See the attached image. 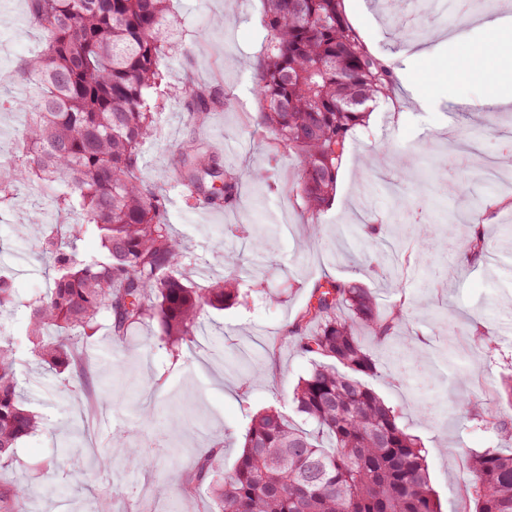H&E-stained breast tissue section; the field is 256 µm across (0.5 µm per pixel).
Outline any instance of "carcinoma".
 <instances>
[{"label":"carcinoma","instance_id":"obj_1","mask_svg":"<svg viewBox=\"0 0 512 512\" xmlns=\"http://www.w3.org/2000/svg\"><path fill=\"white\" fill-rule=\"evenodd\" d=\"M27 2L28 20L41 29L44 44L21 67L33 106L16 130V152L0 154V212L19 186L33 184L61 218L93 225L104 253L80 257L78 236L46 232V212H34L30 224L53 276L48 292L30 303L33 356L51 371L70 368L75 345L95 336L103 320L117 342L155 322L165 342L189 345L208 309H224L237 289L231 278L208 288L184 282L180 269L193 256L172 236L161 199L138 176L141 146L156 124L150 101L171 46L164 30L168 0ZM263 2L257 132L299 157L293 191L305 222L316 227L336 196L349 142L365 126L366 109L347 100L388 99L395 78L362 43L343 0H302L299 10L293 0ZM189 99L191 120L202 122L213 95L194 90ZM173 154L188 199L220 209L236 198L238 177L218 155L195 143ZM406 219L398 211L396 231L428 239L425 227ZM351 318L382 344L403 310L382 313L374 292L353 282L318 284L287 330L313 356L291 398L313 431L293 427L276 408L258 413L233 470L217 477L211 456H201L181 493L212 483L218 512H442L419 439L361 380L376 363ZM16 365L12 349L0 343V462L16 460L18 443L39 427L21 397ZM472 418L512 438V423L499 409L477 410ZM114 448L129 457L148 452L119 434L106 457ZM467 470L474 512H512V453L473 454ZM22 498L17 488L0 493V512H18Z\"/></svg>","mask_w":512,"mask_h":512}]
</instances>
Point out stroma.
Wrapping results in <instances>:
<instances>
[{
	"label": "stroma",
	"mask_w": 512,
	"mask_h": 512,
	"mask_svg": "<svg viewBox=\"0 0 512 512\" xmlns=\"http://www.w3.org/2000/svg\"><path fill=\"white\" fill-rule=\"evenodd\" d=\"M346 16L366 47L397 78L392 99L373 106L365 128L350 143L339 173L336 198L322 217L321 234L311 238L301 201L291 186L298 160L274 149L256 132L255 79L262 55V0H170L172 48L163 60L161 108L154 135L142 147L139 175L165 200L172 235L194 256L183 274L192 286L205 288L227 276L224 248L244 250V269L236 273L239 297L224 309L209 310L200 334L209 338L208 353L174 349L159 339L158 328L141 326L125 342H115L101 326L88 344L86 376L44 371L31 359L26 336L31 298L44 294L49 268L38 258L39 242L26 222L41 201L36 188L18 191L13 207L0 219V266L11 272L16 289L13 307L0 312V331L11 340L22 364L18 379L27 406L41 418L26 438L19 460L0 471V483L18 486L31 512H68L85 500L107 504L111 512H139L140 499L129 489L136 459L101 456L113 434L136 444L151 429L163 430L171 455L146 463L151 473L178 481L194 459L216 451L215 469L230 471L241 453L244 433L259 410L277 407L294 414L288 394L307 373L310 362L285 339V331L308 303L315 286L327 280L356 282L376 292L382 311L403 304L405 320L395 346L410 344L428 370L410 384L363 325L355 330L377 354L376 371L367 382L399 415V422L420 439L442 512H471L472 495L465 468L466 452L512 451V440H498L476 425L470 412L499 405L503 377L512 374V185L500 189L481 208L471 203L480 183H461L449 194L448 212L438 215L435 186L418 193L404 185L402 202L428 225L430 236L450 232L451 253L422 250L407 241L408 264L394 282L379 281L360 258L340 251L343 225L366 219L383 224L393 199L375 188L379 173L364 165L369 155L448 157L460 149L476 167L512 152L511 112H460L456 103L477 98L482 74L450 52L446 40L471 21L502 17L503 5L475 7L455 23H437L428 0H412L406 28L426 25L430 34L420 48L434 53V66L447 75L429 85L425 66L407 59L403 30L391 25L382 0H343ZM26 0H0V99L27 110V86L18 73L22 61L41 48L40 32L25 21ZM203 89L218 101L204 123L191 121L186 92ZM194 141L223 158L239 179L237 201L229 209L187 206L175 180L172 150ZM268 170L266 183L255 184V171ZM230 224L266 228L261 249L227 232ZM480 227L484 247L471 257L473 227ZM447 270L436 287L420 285V270ZM481 362L478 373L456 378L448 369L449 353ZM466 397L471 408H459Z\"/></svg>",
	"instance_id": "obj_1"
}]
</instances>
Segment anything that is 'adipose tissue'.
Masks as SVG:
<instances>
[{
  "label": "adipose tissue",
  "instance_id": "adipose-tissue-1",
  "mask_svg": "<svg viewBox=\"0 0 512 512\" xmlns=\"http://www.w3.org/2000/svg\"><path fill=\"white\" fill-rule=\"evenodd\" d=\"M495 33V57L498 67L488 70L480 34ZM451 47L462 49L469 64L489 74L490 91L472 101L471 106L478 112H495L512 105V84L504 85L500 65L512 67V16L507 15L491 22H476L468 29L456 32L449 41Z\"/></svg>",
  "mask_w": 512,
  "mask_h": 512
}]
</instances>
